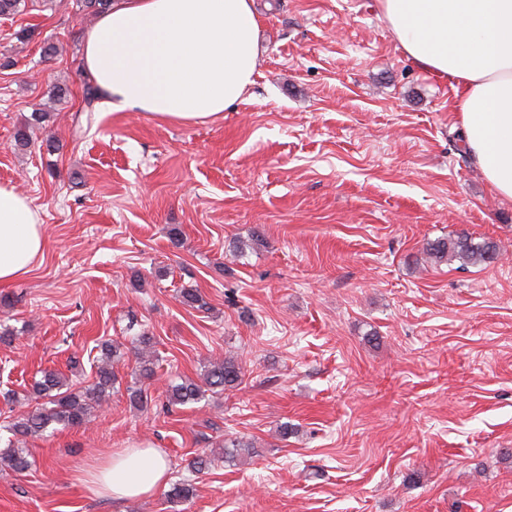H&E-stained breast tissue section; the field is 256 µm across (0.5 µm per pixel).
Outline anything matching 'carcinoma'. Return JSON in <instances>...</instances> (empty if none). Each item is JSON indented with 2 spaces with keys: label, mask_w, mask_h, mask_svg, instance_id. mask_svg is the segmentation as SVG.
<instances>
[{
  "label": "carcinoma",
  "mask_w": 512,
  "mask_h": 512,
  "mask_svg": "<svg viewBox=\"0 0 512 512\" xmlns=\"http://www.w3.org/2000/svg\"><path fill=\"white\" fill-rule=\"evenodd\" d=\"M100 99L97 86L90 80L85 81L82 92L81 111L92 112ZM499 248L491 240L475 242L469 235L462 233L454 238L440 239L429 245L428 255L436 263L459 260L462 264H486L497 259ZM138 360V383L127 387L130 403L144 407L148 403L146 390L140 383L151 379L155 374L158 356L155 354L153 337L143 334L136 338L134 346ZM123 356L121 349L110 341L100 345L97 357L94 383L87 387H77L60 372L44 370L34 380L27 394L13 395L7 401L37 402L35 409L23 412L12 419L7 430L11 434L9 446L12 450L0 459L16 472L29 469L32 462L28 455L18 448L25 439L44 434L53 425H80L89 421L94 411L108 402L118 383L114 363ZM242 383V371L239 364L231 359H213L204 367L198 379L184 378L167 389V403L170 406H186L205 399L207 393H215L238 387ZM252 444L235 438L224 445V459L234 461L240 451H249Z\"/></svg>",
  "instance_id": "obj_1"
}]
</instances>
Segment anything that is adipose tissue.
Here are the masks:
<instances>
[{
  "label": "adipose tissue",
  "instance_id": "ef3b65f1",
  "mask_svg": "<svg viewBox=\"0 0 512 512\" xmlns=\"http://www.w3.org/2000/svg\"><path fill=\"white\" fill-rule=\"evenodd\" d=\"M403 52L447 79L467 152L512 200V0H379ZM261 48L253 0H111L85 32L84 71L109 112L190 124L222 116L248 90ZM46 230L31 200L0 184V284L26 275ZM165 459L129 448L87 472L95 497L132 500L164 484Z\"/></svg>",
  "mask_w": 512,
  "mask_h": 512
}]
</instances>
